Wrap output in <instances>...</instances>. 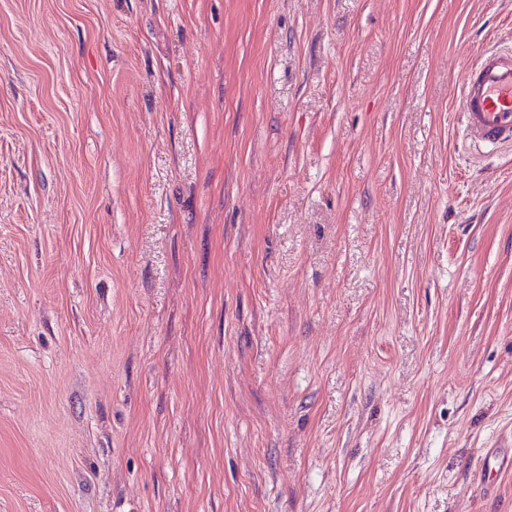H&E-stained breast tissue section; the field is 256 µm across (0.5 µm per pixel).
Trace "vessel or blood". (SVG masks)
<instances>
[{
	"mask_svg": "<svg viewBox=\"0 0 512 512\" xmlns=\"http://www.w3.org/2000/svg\"><path fill=\"white\" fill-rule=\"evenodd\" d=\"M466 141L477 147L512 144V56L486 51L458 93Z\"/></svg>",
	"mask_w": 512,
	"mask_h": 512,
	"instance_id": "vessel-or-blood-1",
	"label": "vessel or blood"
}]
</instances>
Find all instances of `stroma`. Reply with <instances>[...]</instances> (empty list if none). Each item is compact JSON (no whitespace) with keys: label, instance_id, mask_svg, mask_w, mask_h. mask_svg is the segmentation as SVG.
Here are the masks:
<instances>
[{"label":"stroma","instance_id":"1","mask_svg":"<svg viewBox=\"0 0 512 512\" xmlns=\"http://www.w3.org/2000/svg\"><path fill=\"white\" fill-rule=\"evenodd\" d=\"M512 0H0V512H512ZM466 141L475 147L512 143V56L486 51L457 94ZM507 447L508 445L505 443H500L495 445L494 448H485L483 450V458L480 461L481 470L483 469L485 461H487L493 463L494 467L492 468V471L495 470L496 475L511 471L512 448L511 452L502 449Z\"/></svg>","mask_w":512,"mask_h":512}]
</instances>
